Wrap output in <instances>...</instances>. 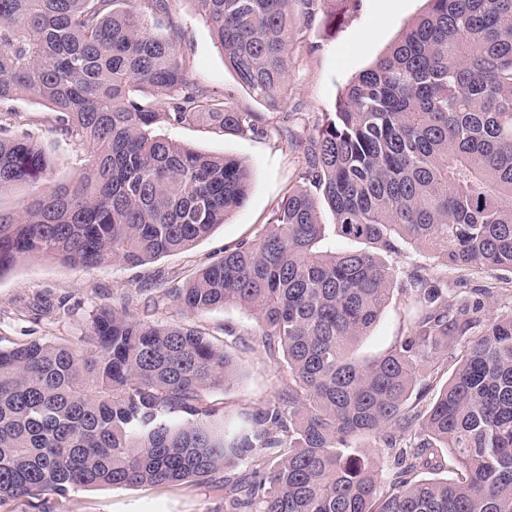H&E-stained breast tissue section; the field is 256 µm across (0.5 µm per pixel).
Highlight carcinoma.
Instances as JSON below:
<instances>
[{
	"mask_svg": "<svg viewBox=\"0 0 512 512\" xmlns=\"http://www.w3.org/2000/svg\"><path fill=\"white\" fill-rule=\"evenodd\" d=\"M171 2L0 0V103L41 101L53 132L89 155L45 193L50 159L0 111V194L34 189L23 211L0 208V275L31 257L141 265L194 246L246 202L241 160L153 134L268 127L189 81L181 28L155 33L137 12L167 16ZM196 2L239 85L277 109L316 0ZM428 2L313 133L280 126L288 142L306 138L307 166L261 233L171 290L187 311L252 312L288 372L277 400L237 413L207 403L236 379L225 349L99 307L70 344L0 350V503L236 468L224 512H512V309L483 319L496 287L450 301L429 269L401 279L397 267L410 244L512 274V0ZM151 90L168 92L166 109L143 103ZM323 207L346 248L322 250ZM396 289L410 299L407 332L358 358ZM370 438L385 479L359 446ZM448 467L456 479L432 477Z\"/></svg>",
	"mask_w": 512,
	"mask_h": 512,
	"instance_id": "1",
	"label": "carcinoma"
}]
</instances>
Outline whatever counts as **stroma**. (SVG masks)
I'll return each mask as SVG.
<instances>
[{"label": "stroma", "mask_w": 512, "mask_h": 512, "mask_svg": "<svg viewBox=\"0 0 512 512\" xmlns=\"http://www.w3.org/2000/svg\"><path fill=\"white\" fill-rule=\"evenodd\" d=\"M428 7V0H318L311 21L302 27L293 46L282 110L271 115L264 137L227 134L213 126L158 125V134L196 151L244 161L253 173L245 205L191 249L144 265L107 263L86 268L48 258L21 261L0 277V349L29 342L70 343L80 336L98 306L118 307L127 302L133 311L147 312L152 321L200 330L214 345L231 352L237 378L226 389L206 391L209 402L232 411H251L275 400L286 374L266 354L252 313L236 306L191 313L175 306L169 291L220 258L225 246L255 237L272 206L296 183L306 162V146L287 143L279 135L283 113H298L303 129H312L325 113L334 111L341 91L352 78L381 58ZM145 21L159 32L168 31L174 23L181 26L183 47L190 59V81L206 86L217 97L263 111V104L237 83L225 65L210 24L195 0H173L170 15L149 14ZM0 109L16 112L21 130L28 132L51 160L52 169L43 190L52 189L84 168L86 152L53 132L55 114L46 106L23 97L0 104ZM398 266L406 273L419 266L429 268L452 296L498 280V308L512 307L510 274L500 280L491 271L465 274L447 267L431 252L409 245L403 246ZM405 304L404 295L394 294L370 336L357 346L358 357L381 354L406 332ZM0 512H224V489L217 481L83 488L63 498L48 495L39 500L9 499L0 503Z\"/></svg>", "instance_id": "stroma-1"}]
</instances>
